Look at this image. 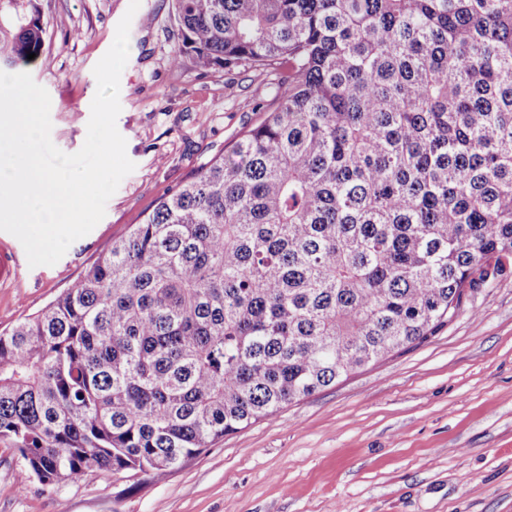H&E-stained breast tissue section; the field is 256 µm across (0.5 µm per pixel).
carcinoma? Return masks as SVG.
Listing matches in <instances>:
<instances>
[{"instance_id":"obj_1","label":"carcinoma","mask_w":512,"mask_h":512,"mask_svg":"<svg viewBox=\"0 0 512 512\" xmlns=\"http://www.w3.org/2000/svg\"><path fill=\"white\" fill-rule=\"evenodd\" d=\"M8 69L45 29L8 0ZM176 56L282 70L264 117L0 332V440L44 487L156 482L421 344L512 263V0H173Z\"/></svg>"}]
</instances>
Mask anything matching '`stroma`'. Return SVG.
<instances>
[{"label":"stroma","mask_w":512,"mask_h":512,"mask_svg":"<svg viewBox=\"0 0 512 512\" xmlns=\"http://www.w3.org/2000/svg\"><path fill=\"white\" fill-rule=\"evenodd\" d=\"M46 51L29 71L51 98V139L84 144L97 83L129 0H32ZM172 0H141L120 78L117 129L135 170L106 214L52 266L0 282V331L74 287L159 199L223 153L280 71L174 63ZM0 440V512H512V266L418 346L368 365L224 437L163 480L93 473L52 490L17 485Z\"/></svg>","instance_id":"35a3bbf8"}]
</instances>
